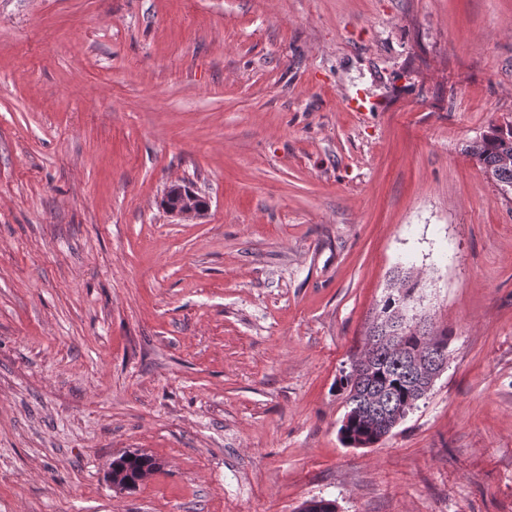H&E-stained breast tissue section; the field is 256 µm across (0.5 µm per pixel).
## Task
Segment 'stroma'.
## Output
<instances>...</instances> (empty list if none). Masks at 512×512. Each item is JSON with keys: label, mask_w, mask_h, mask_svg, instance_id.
Instances as JSON below:
<instances>
[{"label": "stroma", "mask_w": 512, "mask_h": 512, "mask_svg": "<svg viewBox=\"0 0 512 512\" xmlns=\"http://www.w3.org/2000/svg\"><path fill=\"white\" fill-rule=\"evenodd\" d=\"M506 120L512 0H0V512H512ZM405 272L448 365L345 446ZM469 153L503 196L512 194V165L501 164L503 155H512L511 121L492 126L479 141L470 146ZM172 198L171 204L167 207V211L180 217H190L200 215L207 207L201 196L193 190H185L181 184H173L166 192ZM348 410L345 416H348V423L340 426L339 434L341 440L348 447L359 448L355 445L359 443H377L381 439L379 428L369 425L363 416L362 409L355 397L347 399Z\"/></svg>", "instance_id": "obj_1"}]
</instances>
